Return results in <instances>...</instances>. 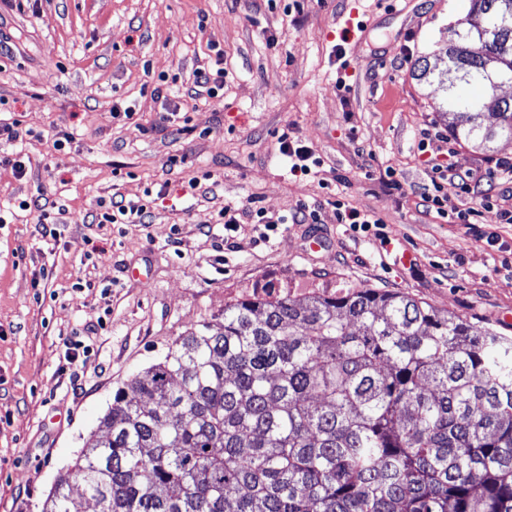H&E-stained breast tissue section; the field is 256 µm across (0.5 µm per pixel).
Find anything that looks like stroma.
<instances>
[{"mask_svg": "<svg viewBox=\"0 0 512 512\" xmlns=\"http://www.w3.org/2000/svg\"><path fill=\"white\" fill-rule=\"evenodd\" d=\"M301 4L287 14L266 0H0V117L32 131L0 140V154L30 160L21 179L0 167V512H40L115 389L236 299L382 288L512 337V224L493 211L451 224L419 200L428 153L512 196L485 175L488 158L512 159V141L461 144L442 85L413 75L422 58L445 69L468 0ZM217 47L233 69L223 101L188 108L184 130L163 122L164 101H183ZM162 75L164 101L149 90ZM116 102L134 119H113ZM286 130L320 157L318 173H289L277 150ZM195 177L201 189L186 195ZM164 184L147 223H93L98 200ZM253 197L270 216L306 207L318 221L285 222L265 244L262 225L245 224L220 247L212 215ZM335 198L380 218L389 245L338 223ZM51 205L49 239L37 216ZM132 266L145 282L129 280ZM74 344L85 353L72 363Z\"/></svg>", "mask_w": 512, "mask_h": 512, "instance_id": "obj_1", "label": "stroma"}]
</instances>
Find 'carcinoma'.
<instances>
[{"mask_svg":"<svg viewBox=\"0 0 512 512\" xmlns=\"http://www.w3.org/2000/svg\"><path fill=\"white\" fill-rule=\"evenodd\" d=\"M471 2L438 78L455 138L489 149L512 138V0ZM103 425L41 512H512V338L398 292L229 303Z\"/></svg>","mask_w":512,"mask_h":512,"instance_id":"obj_1","label":"carcinoma"}]
</instances>
